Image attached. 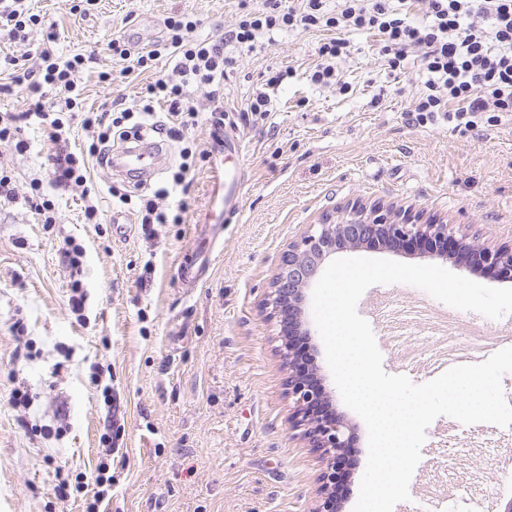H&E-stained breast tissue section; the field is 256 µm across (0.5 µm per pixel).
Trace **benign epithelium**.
<instances>
[{"instance_id":"1","label":"benign epithelium","mask_w":512,"mask_h":512,"mask_svg":"<svg viewBox=\"0 0 512 512\" xmlns=\"http://www.w3.org/2000/svg\"><path fill=\"white\" fill-rule=\"evenodd\" d=\"M376 246L393 250L425 246L433 257L453 255L457 265L471 273L489 270L501 280L512 281L511 244H480L446 220L381 200L358 198L326 211L300 239L288 244L261 312L280 322L279 353L288 365V398L293 404L291 429L299 431L305 447L326 462L318 477L319 500L314 512H339L334 489L345 477V451L350 445L351 428L342 418L317 408L323 402L324 391L296 362L295 337L309 334L305 290L336 252Z\"/></svg>"}]
</instances>
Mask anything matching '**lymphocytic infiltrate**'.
<instances>
[{
  "label": "lymphocytic infiltrate",
  "mask_w": 512,
  "mask_h": 512,
  "mask_svg": "<svg viewBox=\"0 0 512 512\" xmlns=\"http://www.w3.org/2000/svg\"><path fill=\"white\" fill-rule=\"evenodd\" d=\"M281 2L264 0L262 8L242 13L234 27L217 38L197 37L196 20L177 12L166 18L165 36L153 49L134 54L124 38L108 42V51L122 60L125 76L152 69L160 57L169 60L167 69L142 87L135 106H122L116 99L99 111L85 113L82 120L90 138L87 157H95L102 165L109 159V144L115 137L154 133L182 143L178 170L153 195L135 200L91 180L86 157L69 147L71 120L83 101L82 75L98 63L99 50L94 47L67 58L58 55L54 31L46 33L37 66H21L8 55L0 59V94L17 92L25 101L21 112L0 113V140L15 139L17 149H25V141L18 138L21 125L38 120L53 144L47 157L52 187L61 191L81 187L87 201L84 218L90 224L100 223L98 202L103 195H111L113 207L135 208L148 236L154 225L183 223V210L162 208L158 200L175 191L188 192L192 167L209 156L208 151H196L184 143L199 116L189 87L207 90L212 136L217 142L222 139L224 77L235 64L227 53L229 46L252 48L258 39L288 30L323 32L308 80L345 92L349 84L337 62L350 51V34L366 31L376 37L378 53L390 71L404 70L409 52L417 51L425 80L411 106L415 123L444 118L469 129L483 113L512 114V0H424L427 19L422 23L394 9L391 0H340L334 10L328 9L326 0H297L288 8ZM161 106L166 115H158Z\"/></svg>",
  "instance_id": "1"
}]
</instances>
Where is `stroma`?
I'll return each instance as SVG.
<instances>
[{
    "label": "stroma",
    "mask_w": 512,
    "mask_h": 512,
    "mask_svg": "<svg viewBox=\"0 0 512 512\" xmlns=\"http://www.w3.org/2000/svg\"><path fill=\"white\" fill-rule=\"evenodd\" d=\"M93 15L73 0H32L38 17L22 40L0 41V54L34 65L44 28L54 23L60 53L100 48L98 71L120 70L105 46L125 36L146 51L171 13L199 19L198 37L221 35L239 0H98ZM316 33L288 31L275 42L235 50L224 82V152L197 163L181 224L155 225L144 237L132 213L112 223L83 217L79 193L55 195L56 221L30 208L32 179L45 175L52 147L38 125L22 131L25 152L0 140V166L14 199H0V512H83L100 462L112 472L105 512H312L324 468L290 427L288 371L278 328L260 305L280 255L332 206L385 198L444 216L480 240L512 239V119L471 131L439 121L415 124L409 109L421 86L416 65L399 83L386 80L373 36L353 34L338 68L351 90L311 86ZM292 68L276 107L262 123L244 108L267 71ZM85 108L120 99L134 104L143 78L100 83L85 76ZM168 143L151 178L134 182L94 167L93 177L123 191L149 194L180 162ZM240 167L245 181L234 224L220 229L223 209L212 192ZM83 245L80 275L64 262L66 240ZM209 251L196 282L180 267L196 248ZM86 294L83 314L69 305L73 280ZM391 307L417 301L432 318L446 306L406 284L370 286L357 304L368 319L386 373L413 383L432 380L414 369L413 353L431 349L424 327L394 341L374 319V300ZM309 364L329 408L353 432L340 512H353L367 462V428L342 401L318 330L304 337ZM24 387L27 407L10 394ZM487 423L464 425L441 416L426 430L409 500L394 512H502L512 499V446L472 449ZM81 492L60 500V478Z\"/></svg>",
    "instance_id": "stroma-1"
}]
</instances>
